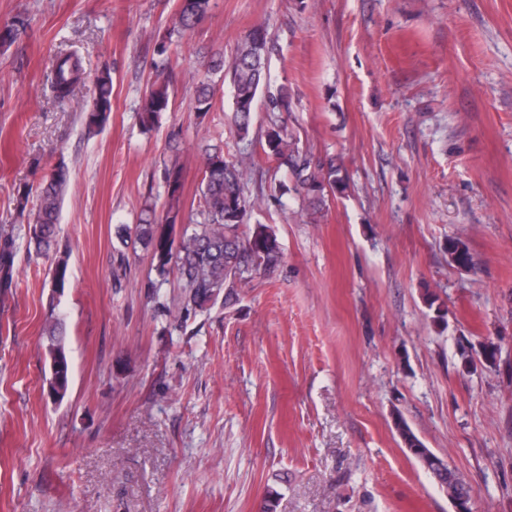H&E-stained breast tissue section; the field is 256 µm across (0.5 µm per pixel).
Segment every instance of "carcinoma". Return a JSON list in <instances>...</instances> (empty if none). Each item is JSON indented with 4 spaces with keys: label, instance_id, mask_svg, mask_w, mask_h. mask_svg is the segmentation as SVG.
<instances>
[{
    "label": "carcinoma",
    "instance_id": "carcinoma-1",
    "mask_svg": "<svg viewBox=\"0 0 512 512\" xmlns=\"http://www.w3.org/2000/svg\"><path fill=\"white\" fill-rule=\"evenodd\" d=\"M209 4L210 0H181L173 26L160 41L157 54L164 55L173 38L202 21ZM275 51L274 40L259 24L245 36L231 62L224 63L223 56L216 53L211 57L209 69L223 73L224 80L231 87L232 123L238 141L247 146L259 144L265 158L284 169L287 181L280 184L279 195L294 192L303 196L312 210L318 211L328 195L344 189L345 179L336 162L331 158H316L310 150L299 147L298 140L276 117L269 120L260 138L251 137L252 114L259 95H264L267 111H289L288 86L281 84L272 90L266 78L268 63ZM84 75L83 60L77 51L58 50L46 74L53 98L59 103L73 102ZM175 82L173 72L165 68L157 72L141 105L140 123L144 129H154L160 114L169 110ZM95 83V101L80 108L89 134L102 130L112 111L111 72L107 69L99 71L95 75ZM193 95L198 116L202 118L213 106L214 87L209 81L201 80L194 87ZM169 151V160L163 165L167 186L165 208L158 212L155 207L146 206L140 214L139 223L117 225L116 238L123 246L128 245L130 238L142 243L150 251L159 276L164 278L172 272L176 274L184 288L181 310L189 314L207 309L221 296L224 303L231 302L241 275L252 267L274 268L279 261V248L276 238L264 225L259 224L252 230L244 221L247 212L256 205V199L246 190L251 170L241 160L225 158L220 147L208 144L201 147L202 220H189L179 245H174L166 227L182 219L184 212L179 142H171ZM67 184V169L60 164L43 179L35 203H30L31 189L17 190L16 218L19 223L27 225L38 255L57 250L59 215ZM16 255L14 229L0 226V288H9L13 283ZM448 256L460 267H467L472 262L467 242L459 237L448 240ZM67 274L68 257L55 256L49 267L51 286L64 287ZM45 329L50 336L49 354L68 363L62 315L50 310ZM69 375L70 370L67 369L49 380L48 396L52 400H64L69 389ZM395 426L405 447L421 445L402 416L395 417Z\"/></svg>",
    "mask_w": 512,
    "mask_h": 512
}]
</instances>
